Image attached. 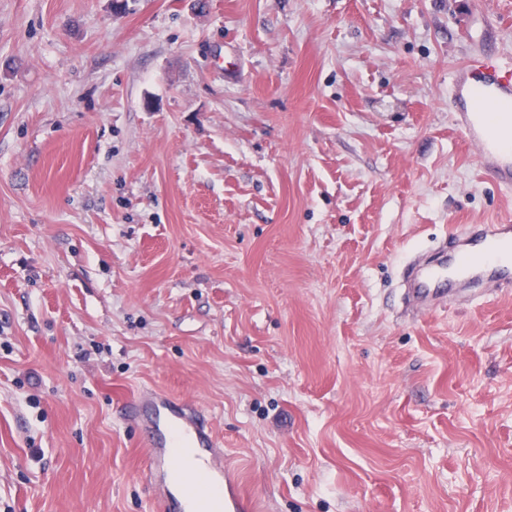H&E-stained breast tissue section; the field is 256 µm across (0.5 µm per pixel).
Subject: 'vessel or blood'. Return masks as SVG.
I'll return each mask as SVG.
<instances>
[{"instance_id":"obj_1","label":"vessel or blood","mask_w":512,"mask_h":512,"mask_svg":"<svg viewBox=\"0 0 512 512\" xmlns=\"http://www.w3.org/2000/svg\"><path fill=\"white\" fill-rule=\"evenodd\" d=\"M456 120L478 151L485 172L512 188V67L495 54L469 57L451 84ZM512 287V226L486 229L466 225L453 254L421 268H409L407 283L416 305H424L452 288H476L485 282ZM150 469L170 475L183 470L181 495L192 512H250L248 496L227 480L215 455V440L192 411L176 412L167 399L154 402L151 417Z\"/></svg>"}]
</instances>
